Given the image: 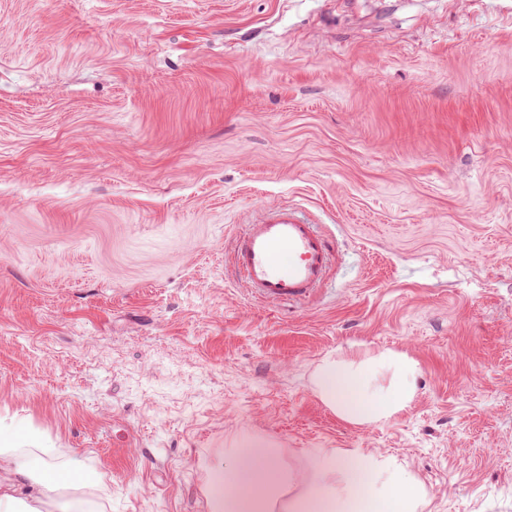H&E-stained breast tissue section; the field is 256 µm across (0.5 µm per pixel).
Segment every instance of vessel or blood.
<instances>
[{"instance_id":"b4317fda","label":"vessel or blood","mask_w":512,"mask_h":512,"mask_svg":"<svg viewBox=\"0 0 512 512\" xmlns=\"http://www.w3.org/2000/svg\"><path fill=\"white\" fill-rule=\"evenodd\" d=\"M329 245L294 208H270L238 238L234 267L258 300L290 302L306 298L328 270Z\"/></svg>"}]
</instances>
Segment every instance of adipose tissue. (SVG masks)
Returning <instances> with one entry per match:
<instances>
[{"label": "adipose tissue", "instance_id": "ef3b65f1", "mask_svg": "<svg viewBox=\"0 0 512 512\" xmlns=\"http://www.w3.org/2000/svg\"><path fill=\"white\" fill-rule=\"evenodd\" d=\"M421 370L405 354L385 350L326 359L312 383L320 399L349 423L373 426L413 402ZM0 430V512H103V487L81 459L54 448H25ZM302 490L288 493L283 449L246 439L216 455L202 474L208 512H418L427 489L390 457L358 449L320 448Z\"/></svg>", "mask_w": 512, "mask_h": 512}]
</instances>
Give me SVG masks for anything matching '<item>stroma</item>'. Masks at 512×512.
<instances>
[{"instance_id":"35a3bbf8","label":"stroma","mask_w":512,"mask_h":512,"mask_svg":"<svg viewBox=\"0 0 512 512\" xmlns=\"http://www.w3.org/2000/svg\"><path fill=\"white\" fill-rule=\"evenodd\" d=\"M278 204L334 244L297 302L230 264ZM386 349L414 401L341 420L315 369ZM0 427L106 512H208L244 437L512 512V0H0Z\"/></svg>"}]
</instances>
